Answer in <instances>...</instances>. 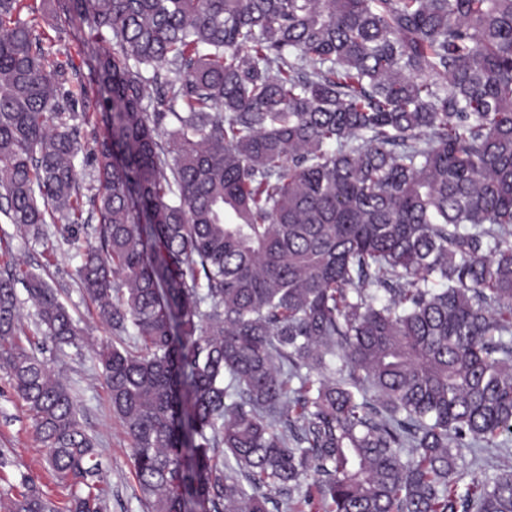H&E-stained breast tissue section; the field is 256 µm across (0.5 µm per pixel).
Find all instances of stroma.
Here are the masks:
<instances>
[{
  "mask_svg": "<svg viewBox=\"0 0 512 512\" xmlns=\"http://www.w3.org/2000/svg\"><path fill=\"white\" fill-rule=\"evenodd\" d=\"M69 219L56 216L48 225L49 242L17 236L12 225L0 221V271L12 264L40 272L57 288L59 299L70 309L90 339L83 349H68L66 355H48L49 366L59 373L73 390L80 408L81 422L98 440V450L109 470L102 488L111 512H144L139 490L130 469L127 438L120 420L113 415L107 388L101 377L96 351L101 343L112 341L111 330L102 325L94 307L85 299L76 280L75 270L82 260V250L93 243L92 233H84L78 246L64 243L60 230ZM0 448L13 451V466L0 469V492L9 490L28 475L58 504H66L71 490L57 484L41 451L31 415L26 404L15 396L9 377L0 368Z\"/></svg>",
  "mask_w": 512,
  "mask_h": 512,
  "instance_id": "obj_1",
  "label": "stroma"
}]
</instances>
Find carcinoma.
Segmentation results:
<instances>
[{"label":"carcinoma","mask_w":512,"mask_h":512,"mask_svg":"<svg viewBox=\"0 0 512 512\" xmlns=\"http://www.w3.org/2000/svg\"><path fill=\"white\" fill-rule=\"evenodd\" d=\"M22 8L0 215L97 221L77 278L146 512H512V472L460 474L512 445V0H65L103 128L86 217L87 103ZM84 343L40 274L0 275V368L67 512H109L40 357ZM0 512L59 510L22 473Z\"/></svg>","instance_id":"cac0c4a2"}]
</instances>
